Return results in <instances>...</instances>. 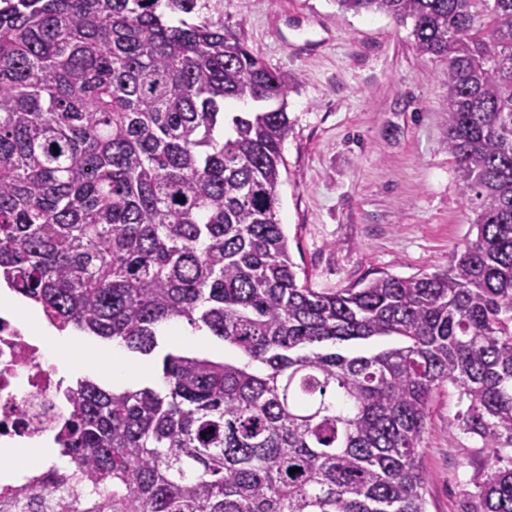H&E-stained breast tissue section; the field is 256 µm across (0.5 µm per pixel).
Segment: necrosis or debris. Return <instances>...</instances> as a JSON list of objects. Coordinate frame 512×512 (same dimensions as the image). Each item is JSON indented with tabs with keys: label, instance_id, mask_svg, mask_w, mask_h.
Masks as SVG:
<instances>
[{
	"label": "necrosis or debris",
	"instance_id": "4bbe7bcc",
	"mask_svg": "<svg viewBox=\"0 0 512 512\" xmlns=\"http://www.w3.org/2000/svg\"><path fill=\"white\" fill-rule=\"evenodd\" d=\"M21 310L0 309V447L41 448L58 437L68 389L43 342L23 328ZM92 498L79 468L48 464L0 478V512H88Z\"/></svg>",
	"mask_w": 512,
	"mask_h": 512
}]
</instances>
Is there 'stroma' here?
<instances>
[{
  "label": "stroma",
  "instance_id": "1",
  "mask_svg": "<svg viewBox=\"0 0 512 512\" xmlns=\"http://www.w3.org/2000/svg\"><path fill=\"white\" fill-rule=\"evenodd\" d=\"M225 30L290 86L278 218L319 292L381 273L445 270L475 239L448 138V67L420 54L411 23L335 0H224ZM454 387L432 396L419 449L427 512H469L488 470Z\"/></svg>",
  "mask_w": 512,
  "mask_h": 512
}]
</instances>
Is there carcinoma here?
Here are the masks:
<instances>
[{"label": "carcinoma", "instance_id": "obj_1", "mask_svg": "<svg viewBox=\"0 0 512 512\" xmlns=\"http://www.w3.org/2000/svg\"><path fill=\"white\" fill-rule=\"evenodd\" d=\"M336 4L448 63L477 236L442 273L320 293L277 219L288 79L223 0H0V279L161 354L160 387L71 389L64 455L112 487L90 512H427L444 383L492 459L473 512H512V0ZM180 321L224 360L162 348Z\"/></svg>", "mask_w": 512, "mask_h": 512}]
</instances>
